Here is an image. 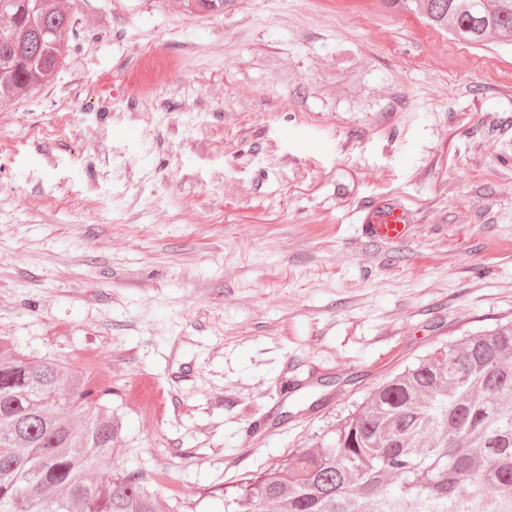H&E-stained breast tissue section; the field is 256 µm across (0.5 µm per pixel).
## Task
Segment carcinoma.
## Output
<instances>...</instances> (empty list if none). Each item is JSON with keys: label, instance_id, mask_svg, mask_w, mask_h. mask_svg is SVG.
<instances>
[{"label": "carcinoma", "instance_id": "obj_1", "mask_svg": "<svg viewBox=\"0 0 512 512\" xmlns=\"http://www.w3.org/2000/svg\"><path fill=\"white\" fill-rule=\"evenodd\" d=\"M457 39L512 45V0H414ZM80 0H0V112L69 66ZM112 395L0 341V512H179L112 470ZM512 512V322L437 348L316 448L244 479L224 512Z\"/></svg>", "mask_w": 512, "mask_h": 512}]
</instances>
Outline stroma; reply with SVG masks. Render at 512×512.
Segmentation results:
<instances>
[{"mask_svg":"<svg viewBox=\"0 0 512 512\" xmlns=\"http://www.w3.org/2000/svg\"><path fill=\"white\" fill-rule=\"evenodd\" d=\"M0 112V339L97 367L116 469L180 512L512 320V48L383 0H85ZM162 81H128L149 51ZM415 222L368 240L363 206Z\"/></svg>","mask_w":512,"mask_h":512,"instance_id":"1","label":"stroma"}]
</instances>
